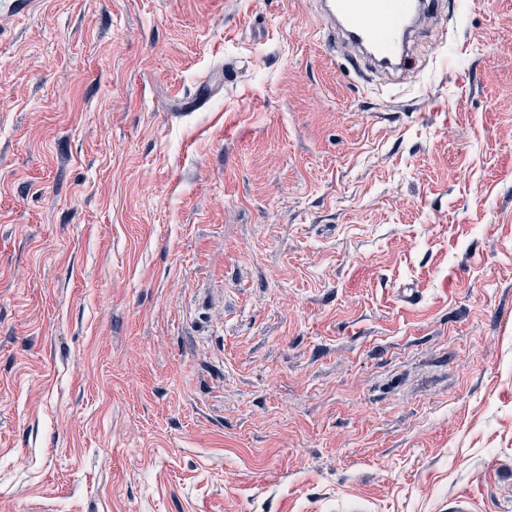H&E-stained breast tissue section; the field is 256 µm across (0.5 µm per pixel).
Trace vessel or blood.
<instances>
[{
	"label": "vessel or blood",
	"instance_id": "obj_1",
	"mask_svg": "<svg viewBox=\"0 0 512 512\" xmlns=\"http://www.w3.org/2000/svg\"><path fill=\"white\" fill-rule=\"evenodd\" d=\"M330 47L351 52L376 71L403 70L412 33L428 29L438 0H319Z\"/></svg>",
	"mask_w": 512,
	"mask_h": 512
}]
</instances>
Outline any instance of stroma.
Returning a JSON list of instances; mask_svg holds the SVG:
<instances>
[{"instance_id": "obj_1", "label": "stroma", "mask_w": 512, "mask_h": 512, "mask_svg": "<svg viewBox=\"0 0 512 512\" xmlns=\"http://www.w3.org/2000/svg\"><path fill=\"white\" fill-rule=\"evenodd\" d=\"M315 3L0 0V512H512V0ZM327 42L365 60L376 71L398 74L409 54L411 33L436 20V0H319Z\"/></svg>"}]
</instances>
